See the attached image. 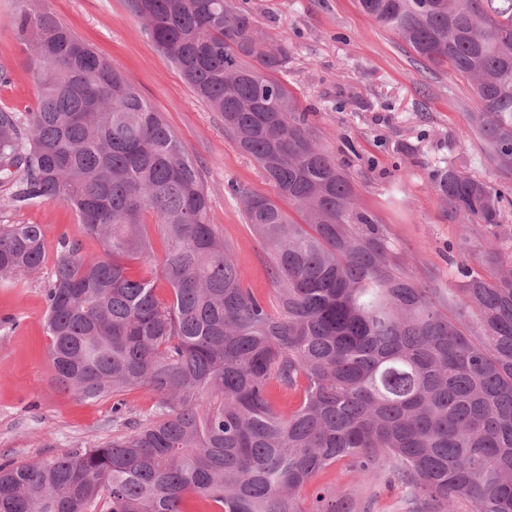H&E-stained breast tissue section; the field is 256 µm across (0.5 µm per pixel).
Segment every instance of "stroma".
I'll use <instances>...</instances> for the list:
<instances>
[{"instance_id":"stroma-1","label":"stroma","mask_w":512,"mask_h":512,"mask_svg":"<svg viewBox=\"0 0 512 512\" xmlns=\"http://www.w3.org/2000/svg\"><path fill=\"white\" fill-rule=\"evenodd\" d=\"M73 32L111 60L160 112L197 166L216 224L234 252L243 281L270 296L273 252L248 224L234 188L274 196L263 171L224 131V119L187 85L177 67L150 40L127 0H38ZM262 30L287 34L283 75L323 147L351 176L360 204L372 212L406 267L454 288L458 268L478 267L490 235L482 225L449 213L432 177L453 166L493 184L512 185L497 171L484 142L469 127L476 107L472 83L419 58L378 26L355 0H246ZM16 0H0V108L26 111L35 98L26 49L11 31ZM0 224L47 229L42 268L0 283V461L51 459L102 446L124 434L112 420V397L85 399L53 385L45 332V290L60 235L101 252L75 213L42 200L18 211L0 210ZM318 486L349 488L372 512H407L401 490L385 477L357 478L345 462L327 468Z\"/></svg>"}]
</instances>
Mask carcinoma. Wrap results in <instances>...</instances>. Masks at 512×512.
Segmentation results:
<instances>
[{
	"mask_svg": "<svg viewBox=\"0 0 512 512\" xmlns=\"http://www.w3.org/2000/svg\"><path fill=\"white\" fill-rule=\"evenodd\" d=\"M17 2L36 101L0 109L6 207L59 201L103 245L88 255L59 238L45 293L52 382L112 396L114 413L129 388L157 402L105 447L0 463V512H182L190 493L217 512H371L346 487L304 496L343 459L401 484L410 512H456L461 499L512 512V252L491 245L484 270L461 268L446 295L414 277L280 79L288 35L264 33L236 0H128L276 189L236 191L273 250L265 300L209 223L200 173L161 114L55 12ZM357 6L473 83L471 127L512 173V0ZM432 185L498 238L508 189L448 166ZM46 237L42 224H0V282L40 269ZM275 389L299 404L276 405Z\"/></svg>",
	"mask_w": 512,
	"mask_h": 512,
	"instance_id": "obj_1",
	"label": "carcinoma"
}]
</instances>
